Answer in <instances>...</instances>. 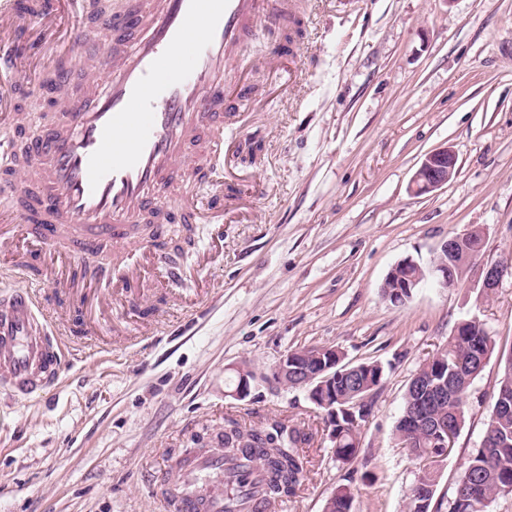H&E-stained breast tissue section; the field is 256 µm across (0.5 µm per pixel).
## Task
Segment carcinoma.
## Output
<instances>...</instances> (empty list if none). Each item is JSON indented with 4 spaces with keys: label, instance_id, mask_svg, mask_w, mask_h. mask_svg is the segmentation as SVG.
<instances>
[{
    "label": "carcinoma",
    "instance_id": "carcinoma-1",
    "mask_svg": "<svg viewBox=\"0 0 512 512\" xmlns=\"http://www.w3.org/2000/svg\"><path fill=\"white\" fill-rule=\"evenodd\" d=\"M482 251L479 229H474L465 249L453 256V263H462ZM500 359L502 374L486 429L478 448L474 449L459 468L458 477L466 479V486L454 487L448 500V512H489V506L503 495V488L512 487V409L503 410L500 398L507 395L512 402V352L506 354L497 348L496 340L483 327L469 329L468 335L453 334L446 348L427 359L417 373L431 385L443 384L449 388L441 399L421 400L409 382L403 398L402 412L406 413L422 404L423 410L437 420L448 421L453 435H458L464 421V401L475 379L492 356ZM359 372L352 378L336 382V406L349 399H364L362 409L371 412L366 398L376 391L384 378L385 368L377 361L357 364ZM336 459L349 463L359 452V435L367 420L359 422L344 417L334 423L326 420ZM396 436L410 433L409 455L416 464L430 460L429 468L419 470L411 489L409 512H440L435 505L440 461L445 453L440 436L426 428L410 429L401 417L395 426ZM308 441L307 434L280 420H273L260 428L249 427L233 417L224 419L222 446L227 459L241 458L261 467L266 490L273 497L295 495L306 469L305 457L298 445ZM354 494L352 485L344 484L327 500L324 512H351Z\"/></svg>",
    "mask_w": 512,
    "mask_h": 512
}]
</instances>
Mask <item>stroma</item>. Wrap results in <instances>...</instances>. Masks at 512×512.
Masks as SVG:
<instances>
[{"label": "stroma", "mask_w": 512, "mask_h": 512, "mask_svg": "<svg viewBox=\"0 0 512 512\" xmlns=\"http://www.w3.org/2000/svg\"><path fill=\"white\" fill-rule=\"evenodd\" d=\"M78 21L53 32L33 22L32 78L18 99L47 98L57 42L83 33L94 59L109 45L84 0ZM303 35L254 27L242 66L228 74L247 94L224 119L231 149L261 145V159L222 173L224 217L169 238L183 268L172 283L138 246L113 262V281L137 269L144 300L106 305L108 285L36 252L28 230L0 249V296L35 287L42 307L88 310L95 332L75 338L60 386L35 400L0 390V512H155L157 483L179 451L213 447L225 418L304 428L307 472L281 512H323L351 482L353 512H408L417 470L395 435L406 387L477 318L512 351V276L482 296L480 273L512 263V0H301ZM279 69L265 61L271 49ZM447 147L457 172L417 196L425 155ZM482 251L449 288L426 281L400 305L384 298L391 268L429 265L467 229ZM78 280L72 294L21 279L20 263ZM154 308L163 325L139 335ZM336 346L347 361L386 368L372 395L357 457L336 460L323 412L305 391L268 374L288 352ZM256 376L243 398L235 370ZM490 359L465 400V423L435 495L451 497L460 463L477 448L498 389Z\"/></svg>", "instance_id": "35a3bbf8"}]
</instances>
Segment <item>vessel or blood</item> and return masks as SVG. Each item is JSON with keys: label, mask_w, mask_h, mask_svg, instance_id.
Returning <instances> with one entry per match:
<instances>
[{"label": "vessel or blood", "mask_w": 512, "mask_h": 512, "mask_svg": "<svg viewBox=\"0 0 512 512\" xmlns=\"http://www.w3.org/2000/svg\"><path fill=\"white\" fill-rule=\"evenodd\" d=\"M294 0H149L128 6L108 26L126 50H106L86 76L89 95L74 96L67 82L59 123L34 126L12 106L27 75L19 50L25 38L23 0H0V123L30 134L31 167L44 177L33 190L28 174L10 183L23 201L18 224L40 227L42 249L69 241L83 278L107 281L96 262L101 242L121 243L125 226L168 194L176 171L211 167L224 151V111L235 103L225 73L243 52L259 20H280ZM207 127L211 142L194 147L192 133ZM70 318L40 312L31 289L0 302V388L28 399L53 390L70 354L62 336ZM174 484L161 485L158 512H224V452L189 449L174 461Z\"/></svg>", "instance_id": "b4317fda"}]
</instances>
